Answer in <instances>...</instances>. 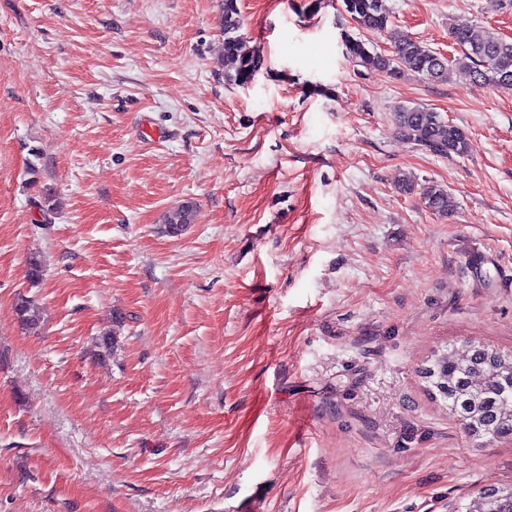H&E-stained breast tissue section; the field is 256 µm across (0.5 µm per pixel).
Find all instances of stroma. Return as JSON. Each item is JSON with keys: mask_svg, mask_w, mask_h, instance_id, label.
Wrapping results in <instances>:
<instances>
[{"mask_svg": "<svg viewBox=\"0 0 512 512\" xmlns=\"http://www.w3.org/2000/svg\"><path fill=\"white\" fill-rule=\"evenodd\" d=\"M304 2L239 0L265 58L239 88L220 0H0V512H450L512 483V438L418 373L512 350V90L363 67L340 0ZM383 5L449 58L454 24L512 39L501 0ZM401 105L467 153L400 139ZM397 134L409 143L442 157L462 156L468 149L464 129L445 122L424 106H398L394 113ZM422 203L435 214L448 216L454 210V201L450 193L444 187L428 184L420 188ZM14 311L23 328L29 331L37 330L41 316L38 306L32 300L20 298L15 303Z\"/></svg>", "mask_w": 512, "mask_h": 512, "instance_id": "obj_1", "label": "stroma"}]
</instances>
